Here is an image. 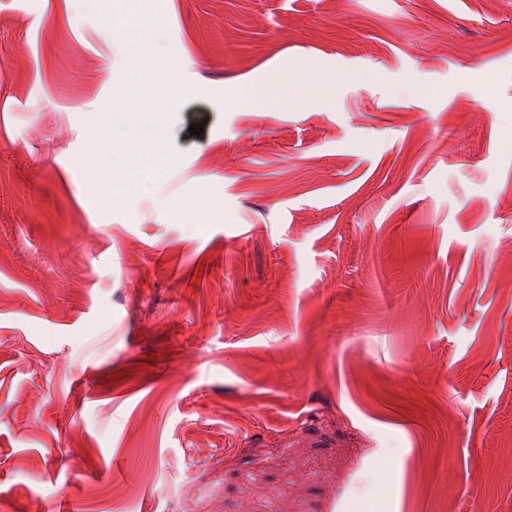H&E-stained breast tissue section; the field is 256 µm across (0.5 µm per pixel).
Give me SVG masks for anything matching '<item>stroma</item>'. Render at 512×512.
<instances>
[{"instance_id":"1","label":"stroma","mask_w":512,"mask_h":512,"mask_svg":"<svg viewBox=\"0 0 512 512\" xmlns=\"http://www.w3.org/2000/svg\"><path fill=\"white\" fill-rule=\"evenodd\" d=\"M151 13L0 0L7 512H512V0ZM299 100L286 94L273 92L264 87H249L239 92L230 102L225 101L224 106L234 108H250L252 110H288L298 107Z\"/></svg>"}]
</instances>
